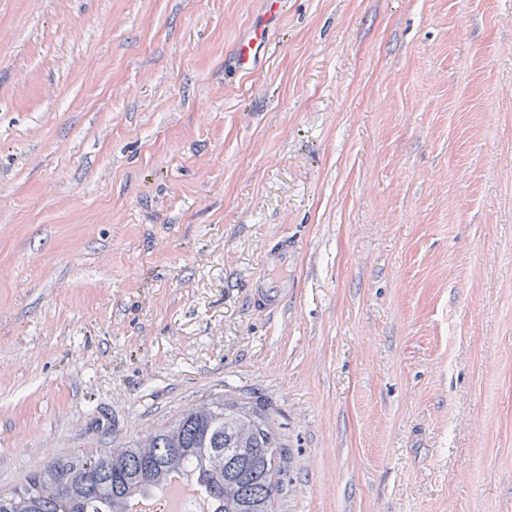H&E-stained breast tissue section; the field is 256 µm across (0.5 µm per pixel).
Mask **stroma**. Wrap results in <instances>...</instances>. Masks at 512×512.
Segmentation results:
<instances>
[{
    "instance_id": "1",
    "label": "stroma",
    "mask_w": 512,
    "mask_h": 512,
    "mask_svg": "<svg viewBox=\"0 0 512 512\" xmlns=\"http://www.w3.org/2000/svg\"><path fill=\"white\" fill-rule=\"evenodd\" d=\"M266 11L0 0V494L231 390L276 512H512V0H286L238 73ZM263 40V30L255 29L252 36L239 43L236 50V64L239 70L248 72L253 69L256 52Z\"/></svg>"
}]
</instances>
